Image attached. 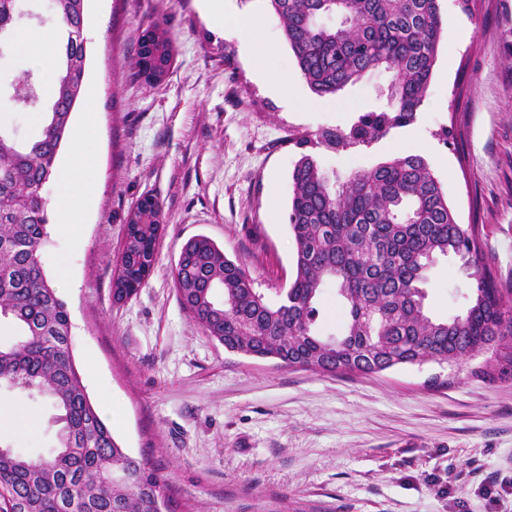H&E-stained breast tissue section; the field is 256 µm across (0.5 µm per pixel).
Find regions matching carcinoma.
Masks as SVG:
<instances>
[{
    "label": "carcinoma",
    "instance_id": "1",
    "mask_svg": "<svg viewBox=\"0 0 512 512\" xmlns=\"http://www.w3.org/2000/svg\"><path fill=\"white\" fill-rule=\"evenodd\" d=\"M313 93L332 97L365 74L391 73L387 106L366 111L348 136L327 129V149L369 146L414 120L436 63L443 20L438 0H348V18L326 25L333 0H265ZM16 0H0V31L12 27ZM64 31L59 74L40 134L19 145L0 133V319L20 338L0 346V385L35 389L60 411L59 446L34 460L0 450V512H166L167 487L141 458L118 445L91 402L75 363L71 321L41 260L48 237L47 199L39 185L56 173L73 111L67 90L86 93L87 45L74 32L80 13L58 16ZM165 58L173 46L162 27L151 31ZM288 224L296 275L272 305L239 264L208 237L181 249L174 271L179 302L224 349L272 358L324 374H374L424 361L457 364L491 354L484 375L512 372V289L499 286L482 251L479 230L459 223L440 182L420 156L395 157L353 173L335 186L302 154L292 172ZM153 211L129 221L134 248L121 264L128 283L142 285L154 255ZM466 268L465 310L430 315L424 285L443 256ZM332 280L347 303L340 336L315 328L322 284Z\"/></svg>",
    "mask_w": 512,
    "mask_h": 512
}]
</instances>
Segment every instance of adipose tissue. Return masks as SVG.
Wrapping results in <instances>:
<instances>
[{
	"mask_svg": "<svg viewBox=\"0 0 512 512\" xmlns=\"http://www.w3.org/2000/svg\"><path fill=\"white\" fill-rule=\"evenodd\" d=\"M22 51L37 62L47 85H54L58 61L53 53L54 36L46 30L27 29L17 35ZM96 126L85 117L72 136L69 160L59 173L50 208L65 233H73L99 186V157L95 147Z\"/></svg>",
	"mask_w": 512,
	"mask_h": 512,
	"instance_id": "ef3b65f1",
	"label": "adipose tissue"
}]
</instances>
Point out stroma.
I'll list each match as a JSON object with an SVG mask.
<instances>
[{
	"instance_id": "obj_1",
	"label": "stroma",
	"mask_w": 512,
	"mask_h": 512,
	"mask_svg": "<svg viewBox=\"0 0 512 512\" xmlns=\"http://www.w3.org/2000/svg\"><path fill=\"white\" fill-rule=\"evenodd\" d=\"M439 6L438 57L415 119L371 146L331 151L315 135L384 106L389 72L320 100L264 0H224L275 44L264 59L217 29L198 0H88L99 191L79 240L50 223L41 257L48 275L66 270L57 291L92 402H111L119 446L155 469L172 512H512V376H477L486 356L369 375L288 368L225 351L182 308L173 278L182 246L202 234L279 303L295 275L287 215L301 155L341 182L416 154L459 222L479 227L500 287L512 288V0H474L469 16L460 0ZM154 21L174 46L158 85L131 66ZM27 78L41 79L33 57L0 40V101ZM315 100L321 108L308 111ZM89 109L78 106L74 122ZM302 136L307 146H297ZM147 196L161 206L154 266L119 299L112 277L129 213ZM467 288L457 262L439 258L425 286L430 313L460 314ZM56 415L37 391H0V446L50 457Z\"/></svg>"
}]
</instances>
